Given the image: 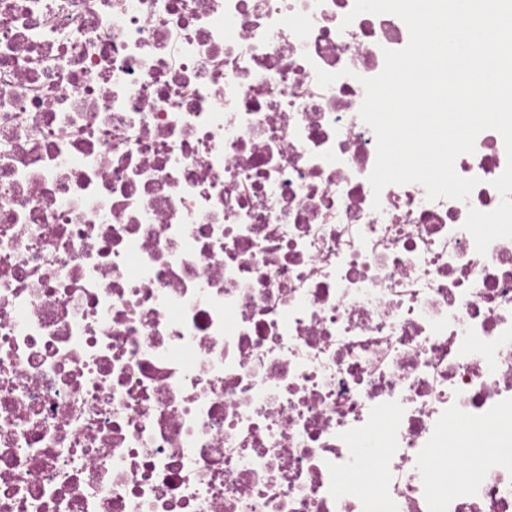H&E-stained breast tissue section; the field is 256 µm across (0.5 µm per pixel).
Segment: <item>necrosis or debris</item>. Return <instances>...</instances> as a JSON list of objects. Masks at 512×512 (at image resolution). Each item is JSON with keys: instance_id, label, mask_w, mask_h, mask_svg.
<instances>
[{"instance_id": "obj_1", "label": "necrosis or debris", "mask_w": 512, "mask_h": 512, "mask_svg": "<svg viewBox=\"0 0 512 512\" xmlns=\"http://www.w3.org/2000/svg\"><path fill=\"white\" fill-rule=\"evenodd\" d=\"M353 4L0 0V512H512L505 144L374 194Z\"/></svg>"}]
</instances>
